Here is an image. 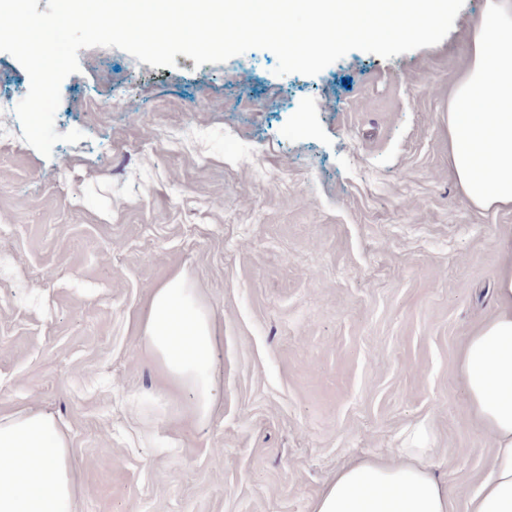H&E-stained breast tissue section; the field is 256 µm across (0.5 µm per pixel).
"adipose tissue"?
Instances as JSON below:
<instances>
[{
  "label": "adipose tissue",
  "instance_id": "ef3b65f1",
  "mask_svg": "<svg viewBox=\"0 0 512 512\" xmlns=\"http://www.w3.org/2000/svg\"><path fill=\"white\" fill-rule=\"evenodd\" d=\"M455 174L466 198L512 204V0H488L474 27L473 65L448 112ZM495 283V313L459 354L468 411L493 441L488 470L463 506L431 470L430 429L409 431L399 457L356 458L337 470L312 512H512V242ZM142 339L172 390H192L189 412L208 421L220 338L213 311L181 276L153 288ZM0 512H75L68 443L40 412L0 418Z\"/></svg>",
  "mask_w": 512,
  "mask_h": 512
}]
</instances>
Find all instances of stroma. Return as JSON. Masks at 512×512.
<instances>
[{
  "mask_svg": "<svg viewBox=\"0 0 512 512\" xmlns=\"http://www.w3.org/2000/svg\"><path fill=\"white\" fill-rule=\"evenodd\" d=\"M486 6L436 46L313 76L265 49L172 68L79 50L54 124L85 137L47 157L0 113V417L53 416L78 512H311L417 422L456 500L474 491L492 440L457 358L493 312L512 206L463 197L448 104ZM176 275L223 338L203 425L141 339Z\"/></svg>",
  "mask_w": 512,
  "mask_h": 512,
  "instance_id": "obj_1",
  "label": "stroma"
}]
</instances>
